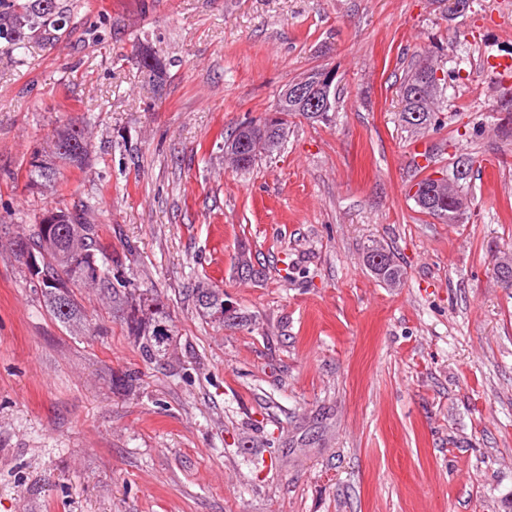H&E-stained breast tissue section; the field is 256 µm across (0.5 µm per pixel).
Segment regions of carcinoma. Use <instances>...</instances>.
<instances>
[{"instance_id": "1", "label": "carcinoma", "mask_w": 512, "mask_h": 512, "mask_svg": "<svg viewBox=\"0 0 512 512\" xmlns=\"http://www.w3.org/2000/svg\"><path fill=\"white\" fill-rule=\"evenodd\" d=\"M76 7L75 3L63 6L58 0H0V41L5 47L19 55L28 50L29 40L37 37L46 43L58 39V32L67 23L66 11ZM142 65L150 81L162 86V66L156 56L147 48H142ZM434 66L429 59L417 61L408 71L401 90L402 122L410 128L426 129L441 125L436 101L440 88L436 87ZM302 117L312 123L328 120L329 113L318 115L300 112L293 102L272 118L257 120L259 127L249 128L239 124L227 136L241 147L240 155L231 158L237 170H248L262 155H271L277 151L283 137L280 131L288 125V119ZM89 143L84 128L69 124L56 129L52 148L33 155L29 162L28 186L45 191L53 188L57 182L60 164L78 169L88 162ZM441 178L428 174L417 186L421 190V200L416 202L421 212L436 216L450 224H457V212L461 207H469L464 182H456L446 175L452 168L440 170ZM90 205L83 203L72 208H59L62 221L51 225L52 243L44 246L43 221L31 225L27 232L13 241V251L21 256L25 249L41 255V271L45 277L58 283L56 288L40 290L45 306L53 317L66 329H79L85 324L84 312L78 303L75 290L88 287L106 300L112 311L122 318L127 336L133 341L142 360L157 363L163 360L169 351L171 334L170 315L165 304L157 294L148 296L130 287V282L118 274L122 263L107 253L100 239L99 226L87 220ZM84 252L77 267L68 269L64 264L74 249ZM363 262L368 271H378L374 278L385 285L395 288L404 279V271L396 261L391 250L382 244L367 247ZM495 267L503 272L502 285L512 288V245L496 257ZM238 275L245 279H258L262 272L255 268L246 254H241L236 263ZM195 308L199 314L211 323L222 327L228 323L240 325L249 318L224 303V291L207 283H199L193 289Z\"/></svg>"}]
</instances>
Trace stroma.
<instances>
[{"instance_id": "1", "label": "stroma", "mask_w": 512, "mask_h": 512, "mask_svg": "<svg viewBox=\"0 0 512 512\" xmlns=\"http://www.w3.org/2000/svg\"><path fill=\"white\" fill-rule=\"evenodd\" d=\"M427 53L443 125L416 133L400 87ZM490 56L512 57V0H79L54 44H0V512H512V288L493 275L512 243V74ZM320 68L331 120L292 119L278 153L227 164L226 134ZM69 123L89 166L30 190ZM462 153L484 165L448 224L409 190ZM86 201L168 308L164 366L91 290L87 327L63 328L12 250ZM375 243L401 286L365 269ZM243 247L259 280L235 270ZM201 281L250 324L200 317ZM363 262L367 270L379 282L390 288L398 287L404 279V271L396 261L394 254L382 244L368 246L363 255ZM377 270L380 273L376 274Z\"/></svg>"}]
</instances>
